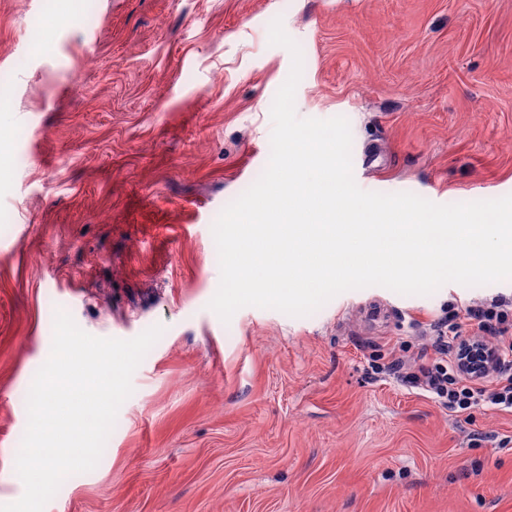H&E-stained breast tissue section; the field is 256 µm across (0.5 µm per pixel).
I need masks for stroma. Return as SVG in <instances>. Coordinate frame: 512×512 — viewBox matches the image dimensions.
Instances as JSON below:
<instances>
[{"instance_id": "1", "label": "stroma", "mask_w": 512, "mask_h": 512, "mask_svg": "<svg viewBox=\"0 0 512 512\" xmlns=\"http://www.w3.org/2000/svg\"><path fill=\"white\" fill-rule=\"evenodd\" d=\"M0 0V504L57 311L163 333L97 466L45 512H512V414L460 422L376 375L418 359L452 301L381 286L292 317L208 304L212 227L263 173L303 55L298 117L348 119L359 188L436 204L512 195V0ZM41 26V42L30 32Z\"/></svg>"}]
</instances>
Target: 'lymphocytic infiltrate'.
<instances>
[{
  "label": "lymphocytic infiltrate",
  "mask_w": 512,
  "mask_h": 512,
  "mask_svg": "<svg viewBox=\"0 0 512 512\" xmlns=\"http://www.w3.org/2000/svg\"><path fill=\"white\" fill-rule=\"evenodd\" d=\"M463 319L469 322L472 335L494 339L497 365L477 379L464 375L457 363ZM431 328L432 350L421 353L416 367L395 359L384 363L383 371L431 394L457 420H467L470 410L479 405L512 414V300L497 296L482 304H449L432 320Z\"/></svg>",
  "instance_id": "1"
}]
</instances>
